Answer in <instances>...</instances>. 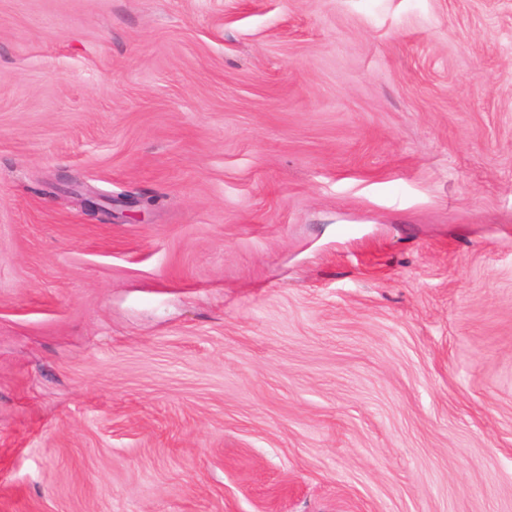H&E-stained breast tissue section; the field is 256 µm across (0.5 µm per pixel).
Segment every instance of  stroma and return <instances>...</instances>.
Wrapping results in <instances>:
<instances>
[{
  "mask_svg": "<svg viewBox=\"0 0 512 512\" xmlns=\"http://www.w3.org/2000/svg\"><path fill=\"white\" fill-rule=\"evenodd\" d=\"M0 512H512V0H0Z\"/></svg>",
  "mask_w": 512,
  "mask_h": 512,
  "instance_id": "35a3bbf8",
  "label": "stroma"
}]
</instances>
